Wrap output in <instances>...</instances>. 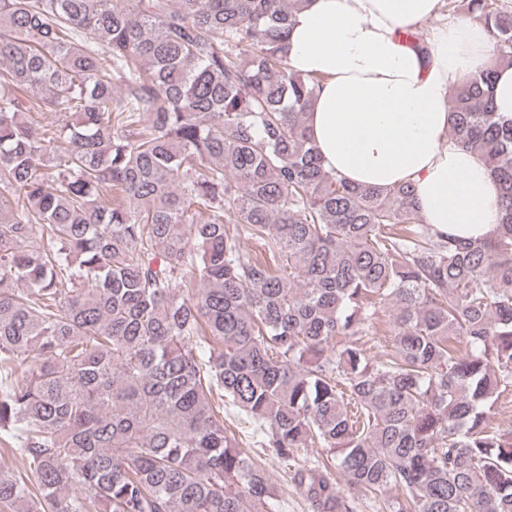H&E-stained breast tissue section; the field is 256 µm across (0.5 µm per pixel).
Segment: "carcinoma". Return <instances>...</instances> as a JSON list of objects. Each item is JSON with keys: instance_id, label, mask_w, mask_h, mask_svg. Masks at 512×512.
<instances>
[{"instance_id": "cac0c4a2", "label": "carcinoma", "mask_w": 512, "mask_h": 512, "mask_svg": "<svg viewBox=\"0 0 512 512\" xmlns=\"http://www.w3.org/2000/svg\"><path fill=\"white\" fill-rule=\"evenodd\" d=\"M301 3L0 0V512H262L226 398L314 512H512V0H448L489 36L448 104L499 188L478 239L325 168ZM495 100L498 112L512 114V67L499 70Z\"/></svg>"}]
</instances>
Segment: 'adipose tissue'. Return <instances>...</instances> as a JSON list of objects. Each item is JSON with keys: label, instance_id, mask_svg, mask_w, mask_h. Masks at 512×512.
<instances>
[{"label": "adipose tissue", "instance_id": "obj_1", "mask_svg": "<svg viewBox=\"0 0 512 512\" xmlns=\"http://www.w3.org/2000/svg\"><path fill=\"white\" fill-rule=\"evenodd\" d=\"M440 0H304L292 19L288 66L322 83L307 126L338 177L386 189L409 181L425 223L461 237L491 236L497 189L482 159L448 135V100L485 63L482 25L457 22L429 58L401 31L435 16Z\"/></svg>", "mask_w": 512, "mask_h": 512}]
</instances>
